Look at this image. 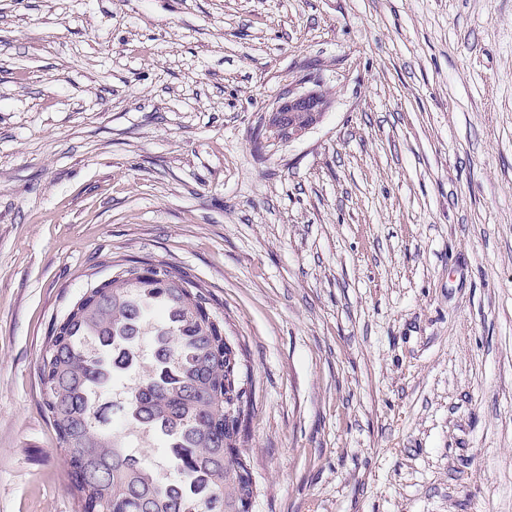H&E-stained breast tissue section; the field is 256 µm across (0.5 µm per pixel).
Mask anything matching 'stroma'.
<instances>
[{
  "label": "stroma",
  "instance_id": "1",
  "mask_svg": "<svg viewBox=\"0 0 512 512\" xmlns=\"http://www.w3.org/2000/svg\"><path fill=\"white\" fill-rule=\"evenodd\" d=\"M131 260L244 352L250 512H512V0H0V512H78L41 356Z\"/></svg>",
  "mask_w": 512,
  "mask_h": 512
}]
</instances>
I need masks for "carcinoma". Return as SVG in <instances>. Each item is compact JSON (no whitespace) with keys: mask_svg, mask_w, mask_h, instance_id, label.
Instances as JSON below:
<instances>
[{"mask_svg":"<svg viewBox=\"0 0 512 512\" xmlns=\"http://www.w3.org/2000/svg\"><path fill=\"white\" fill-rule=\"evenodd\" d=\"M117 264L102 292L78 299L51 329L39 368L43 406L68 458L78 512H249L254 497L244 448L249 419L241 352L224 320L185 270ZM153 337L141 363L139 342ZM112 353V375L134 372L123 410L168 442L169 484L107 427L93 347Z\"/></svg>","mask_w":512,"mask_h":512,"instance_id":"1","label":"carcinoma"}]
</instances>
